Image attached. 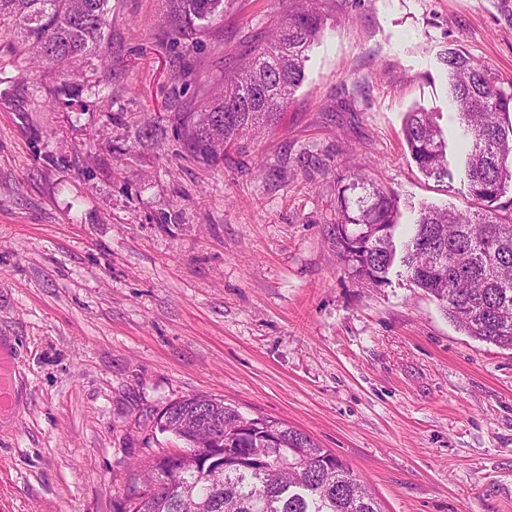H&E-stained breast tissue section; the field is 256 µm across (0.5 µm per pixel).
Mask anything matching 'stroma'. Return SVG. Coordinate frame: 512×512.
<instances>
[{
  "label": "stroma",
  "instance_id": "1",
  "mask_svg": "<svg viewBox=\"0 0 512 512\" xmlns=\"http://www.w3.org/2000/svg\"><path fill=\"white\" fill-rule=\"evenodd\" d=\"M79 106L0 30V336L18 366L0 421V512H118L137 467L184 450L160 412L205 395L302 430L384 512H512V350L467 336L394 264L358 283L330 228L357 166L400 198L465 207L449 49L512 78V0H338L276 122L209 166L173 126L263 38L278 0H226L172 44L165 0H111ZM434 112L453 179L402 136ZM121 122H112L114 114Z\"/></svg>",
  "mask_w": 512,
  "mask_h": 512
}]
</instances>
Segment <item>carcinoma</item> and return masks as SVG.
I'll return each mask as SVG.
<instances>
[{
	"mask_svg": "<svg viewBox=\"0 0 512 512\" xmlns=\"http://www.w3.org/2000/svg\"><path fill=\"white\" fill-rule=\"evenodd\" d=\"M111 0H0L25 50L63 83L73 61L101 56ZM332 0H286L277 25L248 50L222 89L191 112H173L185 155L207 165L224 149L287 108L305 79L308 52ZM169 32L191 40L202 22L224 13V0H166ZM449 95L468 150L465 210L425 206L396 257L399 205L386 186L355 174L338 187L331 236L362 283L382 286L400 259L407 280L425 291L466 335L512 349V79L502 80L460 49L448 51ZM403 136L418 167L452 178L448 144L433 113L407 114ZM157 428L190 452L162 453L144 473L158 485L131 493L130 512H382L376 494L335 453L271 417L193 395L170 403Z\"/></svg>",
	"mask_w": 512,
	"mask_h": 512,
	"instance_id": "1",
	"label": "carcinoma"
}]
</instances>
